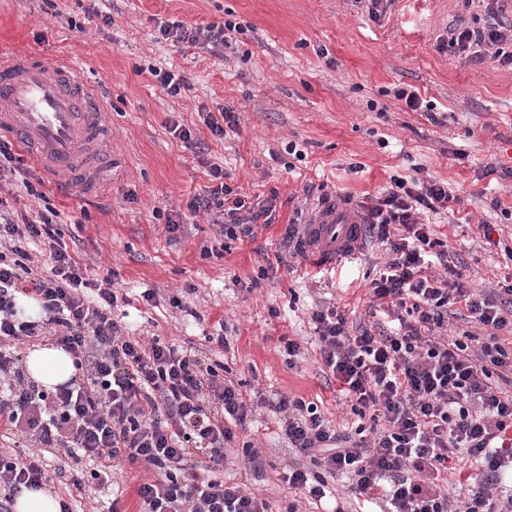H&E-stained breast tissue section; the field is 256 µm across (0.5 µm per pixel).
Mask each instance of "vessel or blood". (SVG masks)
<instances>
[{
    "instance_id": "1",
    "label": "vessel or blood",
    "mask_w": 512,
    "mask_h": 512,
    "mask_svg": "<svg viewBox=\"0 0 512 512\" xmlns=\"http://www.w3.org/2000/svg\"><path fill=\"white\" fill-rule=\"evenodd\" d=\"M0 132L31 153L50 179L86 195L112 179V154L103 148L106 112L75 66H50L32 52L0 58ZM364 239L361 212L333 201L301 225L297 252L309 268L330 270L357 256Z\"/></svg>"
}]
</instances>
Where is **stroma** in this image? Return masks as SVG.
Wrapping results in <instances>:
<instances>
[{
    "mask_svg": "<svg viewBox=\"0 0 512 512\" xmlns=\"http://www.w3.org/2000/svg\"><path fill=\"white\" fill-rule=\"evenodd\" d=\"M484 10L483 0H393L374 19L360 0H54L50 7L0 0V56L34 51L48 64L80 68L111 114L114 158L98 197L49 183L40 201L7 171L0 196L31 214L55 207L90 273L116 270L131 334L194 348L223 363L229 380L317 401L332 426L346 425L353 416L335 379L320 369L309 315L323 303L364 312L363 275L383 250L367 242L358 259L315 280L300 259L273 276L268 262L289 253V223H305L320 200L354 206L400 176L447 184L452 199L429 220L474 287L512 275L504 253L512 247L504 216L512 211V69L437 49L458 15ZM162 20L194 27L231 20L241 29L211 53L163 40ZM153 67L185 77L188 89L167 95ZM401 88L434 104V115L410 110L395 95ZM225 106L241 123L217 139L199 113ZM171 118L201 139L202 150L169 133ZM214 163L248 199L277 196L276 220L255 240L224 238L219 212L187 211L193 195L212 189ZM171 221L180 231L168 233ZM148 289L155 293L149 303L141 298ZM217 334L225 346L211 343ZM286 338L301 346L293 367ZM239 439L255 444L260 465L232 455L225 476L267 497L271 512H321L281 482L295 455L266 408L255 409ZM70 464L46 459L47 490L69 499L73 512L89 501L108 505V489L71 495L58 473Z\"/></svg>",
    "mask_w": 512,
    "mask_h": 512,
    "instance_id": "obj_1",
    "label": "stroma"
}]
</instances>
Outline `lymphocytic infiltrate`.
<instances>
[{
	"mask_svg": "<svg viewBox=\"0 0 512 512\" xmlns=\"http://www.w3.org/2000/svg\"><path fill=\"white\" fill-rule=\"evenodd\" d=\"M498 0L484 18L458 20L443 47L458 55L483 47L487 57L512 67V23ZM232 21L190 27L159 23L174 43L225 45ZM218 185L195 195L192 213L222 208L225 238H254L273 223L276 197L246 201L224 184V170L211 165ZM447 185L414 189L391 177L381 197L364 205L373 240L386 259L370 281L380 317L354 323L337 307L315 310L310 322L322 365L352 403L362 425L354 432L332 428L317 404L281 396L270 410L297 458L281 474L289 487L322 500L330 478L346 475L352 495L380 512H512V494L500 492L512 469V281L486 291L471 287L447 253L435 250L423 212L447 207ZM45 207L37 220H15L0 210V376L13 373L19 349L38 332L48 333L73 358L77 377L55 391L9 382L0 398V436L33 440L28 453L0 449V512L22 490L40 488L47 477L43 456L58 453L89 459L90 473H69L83 489L88 481L112 485L118 466L155 470L136 487L139 512H268L263 499L241 483L214 477L236 442L235 427L252 412L219 363H206L189 349L129 335L114 315L119 297L89 278L70 252L58 222ZM43 244L50 269L36 264L25 242ZM40 300L42 323L18 318L16 299ZM464 304L474 330L448 333L450 309ZM467 455L474 485L453 504L437 479Z\"/></svg>",
	"mask_w": 512,
	"mask_h": 512,
	"instance_id": "lymphocytic-infiltrate-1",
	"label": "lymphocytic infiltrate"
}]
</instances>
